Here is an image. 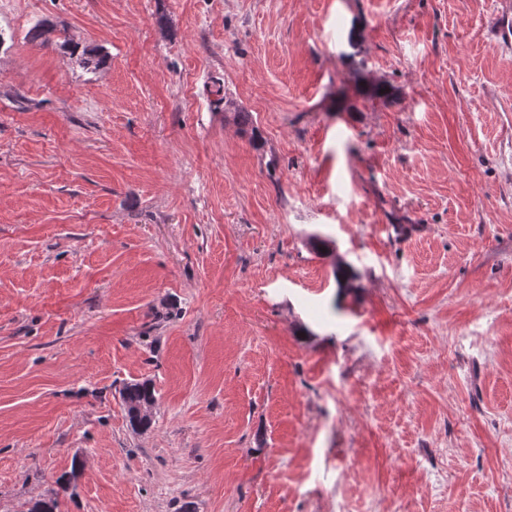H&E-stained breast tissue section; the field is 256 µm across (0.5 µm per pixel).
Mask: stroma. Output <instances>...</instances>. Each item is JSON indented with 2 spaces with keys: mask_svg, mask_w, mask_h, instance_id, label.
Here are the masks:
<instances>
[{
  "mask_svg": "<svg viewBox=\"0 0 512 512\" xmlns=\"http://www.w3.org/2000/svg\"><path fill=\"white\" fill-rule=\"evenodd\" d=\"M497 7L0 0V512H512ZM218 85V87L215 90V95L218 97L216 100L213 101L214 105L217 108H221L224 106V111L227 112H234V116L238 124L242 127H249L251 126V133L254 140H259V134L257 131V127L253 126L252 117L249 114V112H243L236 108L234 106V103L227 98L226 94L224 92L223 85L221 86L220 82H216L215 86ZM121 399L127 408V412L130 418L131 424L135 426V423L141 429H147L152 422V416L144 414L145 409L141 407L139 409L142 416L135 415L134 412L138 411L140 406L146 405L150 402H155V389L149 381H131L124 385L121 392Z\"/></svg>",
  "mask_w": 512,
  "mask_h": 512,
  "instance_id": "stroma-1",
  "label": "stroma"
}]
</instances>
